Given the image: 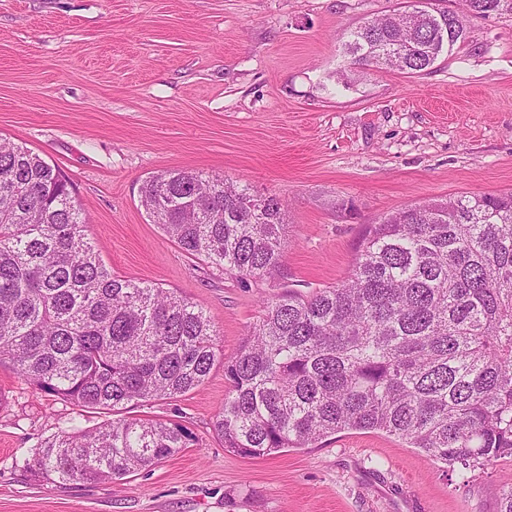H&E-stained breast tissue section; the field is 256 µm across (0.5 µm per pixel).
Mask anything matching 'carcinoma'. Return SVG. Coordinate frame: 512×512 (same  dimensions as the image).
Returning a JSON list of instances; mask_svg holds the SVG:
<instances>
[{
	"label": "carcinoma",
	"mask_w": 512,
	"mask_h": 512,
	"mask_svg": "<svg viewBox=\"0 0 512 512\" xmlns=\"http://www.w3.org/2000/svg\"><path fill=\"white\" fill-rule=\"evenodd\" d=\"M487 16L512 0H466ZM467 20L413 0L350 32L356 67L431 69ZM140 203L185 253L242 279L284 265L283 200L169 169ZM71 184L0 139V358L35 390L116 415L40 445L32 476L114 482L187 447L179 423L118 417L174 399L216 364L230 386L213 431L259 458L336 433L381 432L462 472L512 458V191L409 204L367 226L350 274L311 296L264 303L229 359L205 310L112 275L85 233Z\"/></svg>",
	"instance_id": "obj_1"
}]
</instances>
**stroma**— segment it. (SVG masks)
I'll list each match as a JSON object with an SVG mask.
<instances>
[{"label":"stroma","mask_w":512,"mask_h":512,"mask_svg":"<svg viewBox=\"0 0 512 512\" xmlns=\"http://www.w3.org/2000/svg\"><path fill=\"white\" fill-rule=\"evenodd\" d=\"M400 0H0V136L55 165L114 274L185 296L233 356L264 301L349 274L366 225L408 204L512 189V14L468 18L431 70L356 69L343 51ZM173 168L286 205L281 277L243 280L188 257L139 188ZM0 512H497L512 459L448 471L381 433L345 431L260 457L213 421L223 366L130 417L187 427V448L106 484L26 468L45 439L104 415L35 391L0 364Z\"/></svg>","instance_id":"obj_1"}]
</instances>
